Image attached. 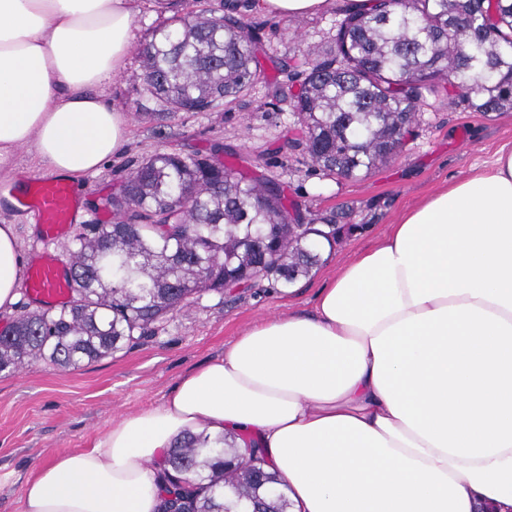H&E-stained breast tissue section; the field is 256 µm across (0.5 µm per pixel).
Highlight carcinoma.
<instances>
[{"label": "carcinoma", "instance_id": "1", "mask_svg": "<svg viewBox=\"0 0 512 512\" xmlns=\"http://www.w3.org/2000/svg\"><path fill=\"white\" fill-rule=\"evenodd\" d=\"M139 48L147 93L172 113L208 112L248 93L261 76L260 32L219 3ZM335 48L302 71L289 101L302 146L324 175L356 179L395 157L418 124L426 96L446 83L474 112L512 110V0H372L336 23ZM115 221L89 224L68 257L70 299L29 311L0 331V372L37 361L61 369L151 337L204 293L224 295L265 280L288 288L309 276L350 224L351 212L320 216L284 189L216 153H155L126 174L109 199ZM161 512H228L234 489L253 512H287L256 448L187 434L156 464Z\"/></svg>", "mask_w": 512, "mask_h": 512}]
</instances>
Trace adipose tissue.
I'll return each mask as SVG.
<instances>
[{"mask_svg":"<svg viewBox=\"0 0 512 512\" xmlns=\"http://www.w3.org/2000/svg\"><path fill=\"white\" fill-rule=\"evenodd\" d=\"M134 0H0V162L33 147L77 180L126 144L105 85ZM0 224V312L20 288ZM235 436L288 512H512V151L404 212L308 314L255 324L155 407L42 460L19 512H157L153 464L188 433Z\"/></svg>","mask_w":512,"mask_h":512,"instance_id":"ef3b65f1","label":"adipose tissue"}]
</instances>
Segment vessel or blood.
Returning a JSON list of instances; mask_svg holds the SVG:
<instances>
[{
    "instance_id": "obj_1",
    "label": "vessel or blood",
    "mask_w": 512,
    "mask_h": 512,
    "mask_svg": "<svg viewBox=\"0 0 512 512\" xmlns=\"http://www.w3.org/2000/svg\"><path fill=\"white\" fill-rule=\"evenodd\" d=\"M77 206L74 188L63 178L33 182L23 202L25 211L40 228L43 244L26 266L23 284L28 294L51 306L62 305L71 296L72 283L50 246L74 224Z\"/></svg>"
}]
</instances>
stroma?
<instances>
[{
	"instance_id": "stroma-1",
	"label": "stroma",
	"mask_w": 512,
	"mask_h": 512,
	"mask_svg": "<svg viewBox=\"0 0 512 512\" xmlns=\"http://www.w3.org/2000/svg\"><path fill=\"white\" fill-rule=\"evenodd\" d=\"M243 20L260 28L267 56L305 69L313 53L329 50L344 0L301 17L267 14L259 0H236ZM269 83L209 112L155 117L154 101L143 93L142 60L131 54L126 70L113 76L106 93L129 116V140L99 172L81 179L82 223L109 224L108 198L132 160L150 154L206 153L218 148L252 172L283 185L289 199L326 213L353 212L359 231L343 236L311 277L287 292L262 282L230 294L202 295L170 317L155 337L112 355L63 371L38 362L0 373V512H18L22 484L45 457L87 447L113 420L159 405L180 378L223 354L257 320L289 311L310 312L315 297L355 254L372 249L403 211L440 187L467 176L503 147L512 149V112L483 114L447 92L429 97L403 152L361 179L325 177L303 149L282 150L300 131L289 109L266 110Z\"/></svg>"
}]
</instances>
